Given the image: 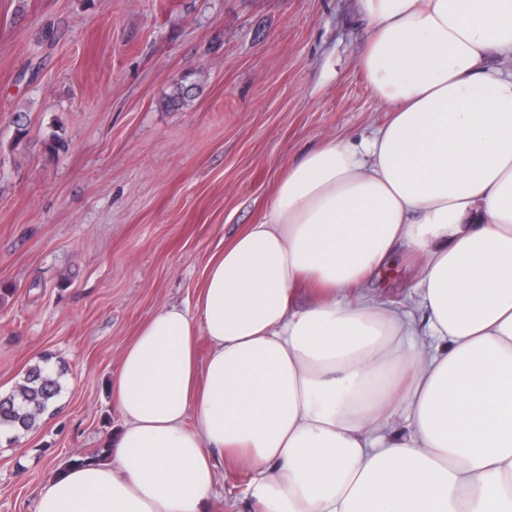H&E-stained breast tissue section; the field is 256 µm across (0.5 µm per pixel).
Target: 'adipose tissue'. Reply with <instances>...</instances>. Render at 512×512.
<instances>
[{
	"instance_id": "ef3b65f1",
	"label": "adipose tissue",
	"mask_w": 512,
	"mask_h": 512,
	"mask_svg": "<svg viewBox=\"0 0 512 512\" xmlns=\"http://www.w3.org/2000/svg\"><path fill=\"white\" fill-rule=\"evenodd\" d=\"M385 122L288 162L112 378L123 421L39 512H512V0H361ZM413 309L366 289L398 248ZM207 344L199 358V344ZM248 476L228 472L220 468L211 501L212 512H252L254 511L247 495Z\"/></svg>"
}]
</instances>
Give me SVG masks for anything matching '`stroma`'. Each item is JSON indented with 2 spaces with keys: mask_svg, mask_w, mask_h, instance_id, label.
Returning <instances> with one entry per match:
<instances>
[{
  "mask_svg": "<svg viewBox=\"0 0 512 512\" xmlns=\"http://www.w3.org/2000/svg\"><path fill=\"white\" fill-rule=\"evenodd\" d=\"M369 35L359 0H0V395L38 365L62 384L34 429L0 436V512H38L103 446L138 327L193 306L286 163L385 121ZM247 484L218 476L211 512H253Z\"/></svg>",
  "mask_w": 512,
  "mask_h": 512,
  "instance_id": "obj_1",
  "label": "stroma"
}]
</instances>
